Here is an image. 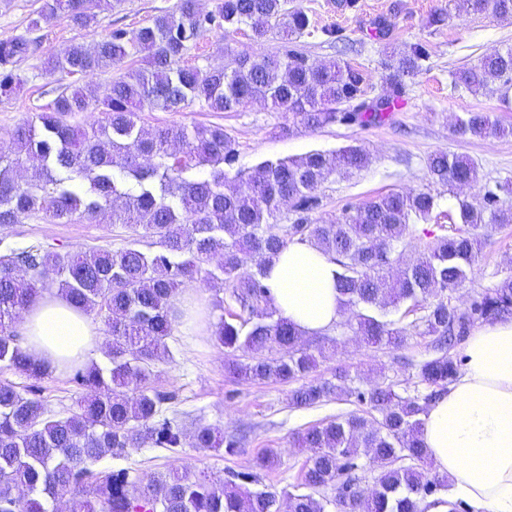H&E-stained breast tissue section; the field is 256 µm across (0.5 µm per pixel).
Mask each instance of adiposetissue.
<instances>
[{
  "label": "adipose tissue",
  "mask_w": 512,
  "mask_h": 512,
  "mask_svg": "<svg viewBox=\"0 0 512 512\" xmlns=\"http://www.w3.org/2000/svg\"><path fill=\"white\" fill-rule=\"evenodd\" d=\"M337 266L306 242L293 243L264 278L280 317L316 335L340 314ZM23 347L55 371L97 357L101 339L89 316L61 296H45L25 312ZM463 370L447 395L422 416V439L453 496L475 512H512V317L473 330Z\"/></svg>",
  "instance_id": "ef3b65f1"
}]
</instances>
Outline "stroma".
<instances>
[{"label": "stroma", "mask_w": 512, "mask_h": 512, "mask_svg": "<svg viewBox=\"0 0 512 512\" xmlns=\"http://www.w3.org/2000/svg\"><path fill=\"white\" fill-rule=\"evenodd\" d=\"M47 0H0V41L29 35V56L18 65L24 81L20 93L0 98V151L10 149L15 128L46 111L59 91L80 85L103 92L120 72L140 67L139 55L127 57L121 68L95 71L74 78L49 69L48 59L63 55L71 45H95L109 37L113 29L132 32L150 24L156 15L175 10L178 0H116L111 10L98 14L95 22L80 28L67 17L58 16L29 31L31 18L44 11ZM309 15L311 27L290 46L316 62L343 59L361 69L369 97L388 93L383 67L385 49L414 43L425 44L429 57L421 70L402 80V98L398 107L377 126L330 125L311 130L298 124L295 117L277 112L261 101H252L234 112L210 111L204 101L191 102L179 111L144 110L140 123L154 129L170 125H221L235 141L238 150L235 170L248 171L255 165L310 151L334 152L348 145L365 147L368 165L352 175H330L317 189L320 207L313 220H341L346 208H354L377 196L390 193L425 191L437 200L428 222H414L405 239L403 253L413 256L423 251L427 239L423 228L436 234H451L461 224L460 201L477 205L486 190L512 181V136L475 138L460 134L458 121L466 113H490L493 120L512 126V100L498 95L471 92L454 85L455 71L476 65L495 51L512 46V19L496 16L491 10L474 11L462 0H359L352 11L338 10L334 0H294ZM444 13L443 26L430 25L435 13ZM338 28L347 40V52H338L328 40L327 28ZM288 44L278 32L253 40L248 31L213 30L192 44L183 58L188 66L221 67L233 58L259 59L282 52ZM464 155L478 170L477 183L463 188L448 187L431 181L427 173L428 157L438 151ZM0 238L16 247L36 244L63 245L88 252L97 248L117 250L135 241L133 229L112 223L110 217L97 221L76 219L55 224L43 215L26 217L18 224L0 227ZM512 274V224L493 230L483 244L467 280L449 291L452 306L465 308L477 293L494 287ZM182 292H195L204 304L205 324L201 327L180 324L168 345L173 360L158 365L152 387L172 393L167 411L186 430L200 425L224 432L239 442V450L230 455L222 450L160 448L146 442L131 449L120 466L136 470L146 478L178 467L192 474L205 473L223 480L228 471L254 469L257 455L265 449L278 454L276 467L259 472L261 485L277 492L280 498L303 492V468L308 453L295 440L307 427L340 415L359 411L353 397L341 393L317 405L298 408L291 404L289 385L273 380L245 382L224 370V348L213 340L210 323L228 311H237L222 286L200 280L185 281ZM352 310H342L335 325L327 331L301 340L310 352H322L315 378L331 379L336 372L349 373L354 386L367 390L375 385L392 386L402 396L420 393L417 364L430 358V339L419 329L408 331L406 343L397 349L372 347L354 336L350 325ZM48 409L57 413L74 410L83 395L71 382L68 372L49 374L41 382Z\"/></svg>", "instance_id": "stroma-1"}]
</instances>
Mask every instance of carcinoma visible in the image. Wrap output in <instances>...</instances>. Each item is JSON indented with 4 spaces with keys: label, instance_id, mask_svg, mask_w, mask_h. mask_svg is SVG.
Wrapping results in <instances>:
<instances>
[{
    "label": "carcinoma",
    "instance_id": "carcinoma-1",
    "mask_svg": "<svg viewBox=\"0 0 512 512\" xmlns=\"http://www.w3.org/2000/svg\"><path fill=\"white\" fill-rule=\"evenodd\" d=\"M101 2L52 0L29 29H39L41 21L55 15L86 27ZM241 25L258 40L273 29L300 36L310 19L288 0H214L206 13L197 0H179L175 11L131 34L116 29L93 47L73 44L51 60L53 69L84 75L136 53L143 67L119 76L101 95L80 86L62 91L36 120L15 129L11 151L0 154L1 226L36 213L68 223L76 215L93 221L107 212L112 223L130 225L157 246L145 252L132 244L91 254L31 246L0 255V366L33 381L25 390L0 382V512H48L47 504L62 496L68 498L69 512H278L276 492L251 488L258 483L253 472L233 471L217 484L172 468L145 481L128 468L101 463L125 457L146 439L161 448L189 443L223 447L228 454L238 450L237 441L209 426L187 434L165 415L164 405L173 396L151 387L156 365L172 359L167 340L175 329L183 279L199 277L232 288L241 312L219 318L212 336L233 356L227 370L237 378L291 383L316 368V355L299 347L302 332L277 316L263 283L266 267L298 241L333 256L341 305L354 310V335L371 346L401 347L407 328L391 314L406 303V313L422 312L413 327L423 326L438 355L418 365L417 379L426 393L402 397L390 386L347 388L368 411L311 426L298 436L299 446L309 452L304 485L311 492L288 494V512H327L332 502L340 512H420L422 502L448 490V479L427 466L421 415L458 376L448 349L476 324L512 313V275L474 296L463 310L451 306L445 292L466 280L488 226L512 224V209L502 208L496 191L486 190L479 206L462 204V226L453 234L426 230L429 244L405 263L400 277L392 278L386 269L400 261L410 221L425 220L435 209L431 193H389L344 213L337 223L312 220L320 206L319 185L333 173L365 168L369 155L363 148L264 161L250 171L243 192L224 170L237 159L235 142L224 128L149 130L139 124V113L146 109L177 111L198 99L213 112H232L259 98L310 129L370 125L395 108L401 79L419 72L427 58L420 43L391 51L384 65L393 90L374 103L365 100L359 69L341 61L313 62L294 49L256 60L238 57L217 68L182 64L189 45L204 31ZM29 50L24 36L0 41V97L23 88L15 66ZM454 77L471 91L498 92L507 100L512 47ZM76 112H104L106 123L74 128L63 117ZM458 132L512 136V127L486 112H470ZM24 162L34 175L21 183L15 171ZM202 166L210 171L198 173ZM427 172L433 182L451 187L478 180L471 159L446 151L430 155ZM76 178L88 182L83 197L64 186ZM286 198L295 218L281 225L280 203ZM245 253L254 258L249 268ZM216 257V266L206 267ZM46 293L96 314L108 332L110 366L73 369L74 382L88 395L65 416L51 413L40 398L38 382L50 371L21 346L23 314ZM340 389L329 381L310 382L293 389L291 399L300 407L313 406ZM361 456L375 462L380 473L371 495L359 500L349 473ZM325 489L335 492V500L321 494Z\"/></svg>",
    "mask_w": 512,
    "mask_h": 512
}]
</instances>
